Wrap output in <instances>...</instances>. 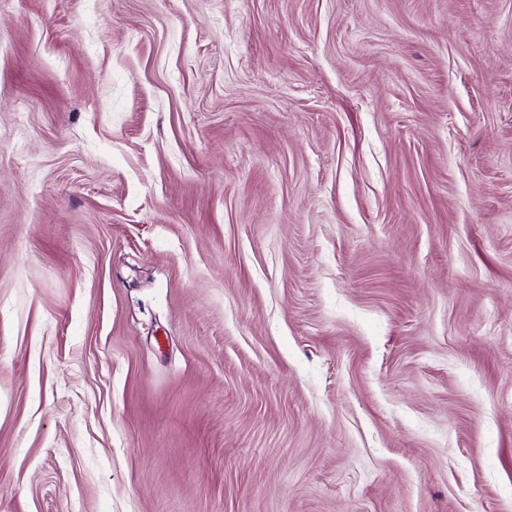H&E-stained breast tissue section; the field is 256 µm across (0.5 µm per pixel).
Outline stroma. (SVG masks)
<instances>
[{"instance_id":"35a3bbf8","label":"stroma","mask_w":512,"mask_h":512,"mask_svg":"<svg viewBox=\"0 0 512 512\" xmlns=\"http://www.w3.org/2000/svg\"><path fill=\"white\" fill-rule=\"evenodd\" d=\"M0 512H512V0H0Z\"/></svg>"}]
</instances>
